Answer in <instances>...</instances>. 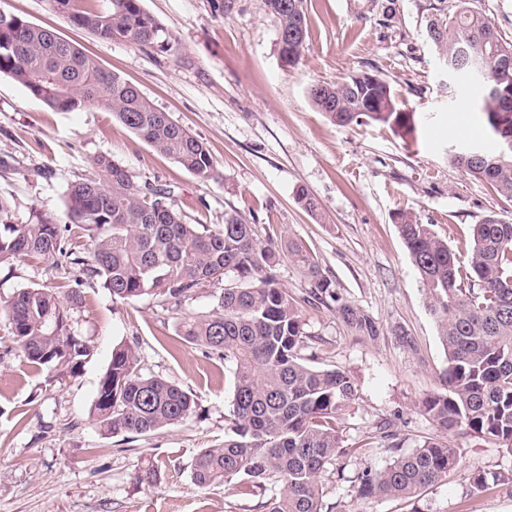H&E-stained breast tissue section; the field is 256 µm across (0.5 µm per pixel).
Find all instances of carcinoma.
I'll return each mask as SVG.
<instances>
[{
    "label": "carcinoma",
    "mask_w": 512,
    "mask_h": 512,
    "mask_svg": "<svg viewBox=\"0 0 512 512\" xmlns=\"http://www.w3.org/2000/svg\"><path fill=\"white\" fill-rule=\"evenodd\" d=\"M52 2L73 25L102 38L168 44L141 0H108L103 11L80 9L74 0ZM265 2L279 21L280 60L294 67L306 48L305 0ZM469 4L435 0L426 17L427 40L442 62L455 63L450 81L459 88L474 80L472 57L481 58L499 82L512 87V41ZM0 74L57 111L101 103L156 152L200 179L217 177L202 141L137 87L49 29L0 14ZM308 96L336 125L369 121L406 136L415 132L414 113L375 73L314 84ZM480 110L507 153L483 150L478 157L462 149L448 160L512 199V99L485 95ZM94 166L105 179L75 182L65 198L69 220L87 232L88 256L72 243L71 227L57 223L52 214L35 209L27 223L15 224L11 202L0 197V265L40 257L60 267L80 266L112 298L123 301L150 293L180 301L224 283L216 308L184 318L178 327L185 342L216 350L234 365L230 433L223 445L204 448L194 457L192 478L201 488L237 479L244 495L269 489L265 512H323L322 475L346 453L336 423L357 400V388L347 373L304 361L306 323L275 270L283 258L290 259L320 299L334 302L332 281L296 243L263 241L256 225L236 215L225 216L217 230L188 224L167 203L169 190L140 184L103 155ZM396 219L447 359L442 390L424 398L423 412L447 434L465 431L512 447V222L490 215L471 225L465 271L430 225L410 212H400ZM81 304L77 290L62 300L39 287L22 288L6 302L13 342L29 363L60 375L79 371L90 356L73 331L72 314ZM341 312L347 321L372 329L358 309L345 304ZM195 411L192 394L142 374L136 350L118 344L99 380L91 422L104 435L133 439L180 424ZM460 455L448 440L426 439L383 470L357 477L358 494L414 497L445 480ZM504 485L512 486V471L479 474L473 480L478 491Z\"/></svg>",
    "instance_id": "carcinoma-1"
}]
</instances>
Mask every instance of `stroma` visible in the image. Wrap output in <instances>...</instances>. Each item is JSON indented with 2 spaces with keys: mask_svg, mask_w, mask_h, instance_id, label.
I'll return each instance as SVG.
<instances>
[{
  "mask_svg": "<svg viewBox=\"0 0 512 512\" xmlns=\"http://www.w3.org/2000/svg\"><path fill=\"white\" fill-rule=\"evenodd\" d=\"M169 37L168 49L104 39L73 26L51 0H0V11L54 31L138 87L210 151L218 180H201L160 155L100 104L50 109L0 75V196L14 223L32 209L67 224L65 195L96 176L106 155L137 180L169 188L186 223L216 227L235 214L261 240L301 243L338 300L315 299L300 269L283 260L277 277L296 300L311 337L302 352L315 367L347 372L358 389L340 433L345 456L322 477L324 512H512V491L474 492L473 478L512 470V450L475 434H455L461 450L445 481L407 499L360 497L357 478L375 473L439 433L421 403L447 366L424 286L394 222L412 212L460 258L470 227L495 213L512 219V200L448 162L467 144L452 128L480 131L482 90L454 93L423 34L430 0H306L307 50L293 68L279 59V24L265 0H142ZM378 74L413 112L415 136L368 122L338 126L310 102L311 84ZM305 187L318 209L297 203ZM39 285L58 296L80 288L73 329L92 349L78 373L37 369L0 315V512H263L267 492L245 496L237 482L198 487L191 463L223 444L233 396L231 362L188 344L178 323L216 307L220 289L174 303L157 294L112 299L80 268L43 259L0 267V303ZM349 304L375 327L343 318ZM135 347L145 374L190 392L194 417L178 427L123 440L99 434L90 413L113 346ZM153 465V484L138 482Z\"/></svg>",
  "mask_w": 512,
  "mask_h": 512,
  "instance_id": "35a3bbf8",
  "label": "stroma"
}]
</instances>
